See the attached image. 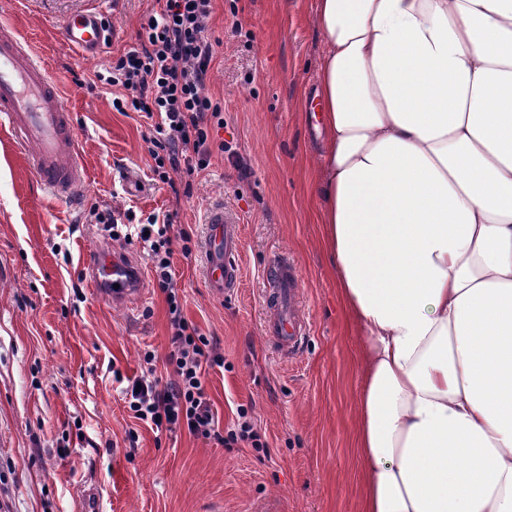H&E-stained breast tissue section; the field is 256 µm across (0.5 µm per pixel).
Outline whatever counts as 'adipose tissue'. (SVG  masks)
Returning a JSON list of instances; mask_svg holds the SVG:
<instances>
[{"label":"adipose tissue","instance_id":"1","mask_svg":"<svg viewBox=\"0 0 512 512\" xmlns=\"http://www.w3.org/2000/svg\"><path fill=\"white\" fill-rule=\"evenodd\" d=\"M314 26L364 512H512V0H316Z\"/></svg>","mask_w":512,"mask_h":512}]
</instances>
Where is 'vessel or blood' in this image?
<instances>
[{
	"label": "vessel or blood",
	"mask_w": 512,
	"mask_h": 512,
	"mask_svg": "<svg viewBox=\"0 0 512 512\" xmlns=\"http://www.w3.org/2000/svg\"><path fill=\"white\" fill-rule=\"evenodd\" d=\"M106 26L99 13L80 11L61 26L63 43L83 57L97 55L105 41ZM0 126L8 128L17 147L30 159L41 186L53 198L76 208L84 198L85 167L81 160L73 113L66 105L59 82L37 58L20 33L0 23ZM206 281L213 295H229L239 281L238 217L223 203L213 204L205 217ZM83 263L94 284L109 301L130 306L144 290L131 259L93 242ZM265 303L270 312L264 332L284 356L295 353L306 334L299 315V275L285 257L274 261L267 276ZM105 485L90 480L77 491L79 512H106Z\"/></svg>",
	"instance_id": "1"
}]
</instances>
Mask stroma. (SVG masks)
Instances as JSON below:
<instances>
[{
  "label": "stroma",
  "mask_w": 512,
  "mask_h": 512,
  "mask_svg": "<svg viewBox=\"0 0 512 512\" xmlns=\"http://www.w3.org/2000/svg\"><path fill=\"white\" fill-rule=\"evenodd\" d=\"M153 0H0V22L16 27L59 80L75 115L87 173L77 209L46 195L0 129V512H77L73 491L109 477L108 512H362L353 450L363 377V336L344 312L336 271L320 242L318 197L308 189L317 160L310 98L322 51L315 0H216L208 34L217 39L207 94L224 107L221 138L241 161L213 159L190 196L174 199L151 183L145 123L112 107L113 89L95 74L136 46ZM83 8L104 12L116 34L99 57L80 59L60 38L63 19ZM240 21L251 41L231 33ZM143 188L130 193L126 171ZM239 218V286L213 296L203 257L174 253L186 319L217 340L223 367L205 390L221 425L250 408L268 454L226 448L188 431L155 433L125 407L120 370L141 374L145 351L168 352L167 305L138 246L145 298L125 307L87 282L81 251L99 230L91 210L145 217L173 208L204 237L215 202ZM287 254L301 275L308 330L285 358L264 334L265 272ZM137 428L139 441L126 433Z\"/></svg>",
  "instance_id": "stroma-1"
}]
</instances>
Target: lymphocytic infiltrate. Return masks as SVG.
Returning <instances> with one entry per match:
<instances>
[{
  "label": "lymphocytic infiltrate",
  "mask_w": 512,
  "mask_h": 512,
  "mask_svg": "<svg viewBox=\"0 0 512 512\" xmlns=\"http://www.w3.org/2000/svg\"><path fill=\"white\" fill-rule=\"evenodd\" d=\"M156 10L140 21L139 44L120 54L98 80L120 87L122 97L113 99L116 110L131 108L149 120V155L155 182L172 184L181 174L185 186L206 170L213 155L229 149L218 133L224 126L219 103L206 95L205 85L215 60L208 35L214 0H155ZM178 212L149 214L138 223L135 234L120 230L111 214L98 213L113 241L138 240L151 263V272L168 307L169 352L165 358L168 382L155 375L154 353L144 355L145 373L122 390L133 417L156 432L187 429L189 434L227 448L249 444L267 452L269 444L254 429L246 408L227 431H220L208 398L204 375L223 367L224 356L215 339L189 323L183 314L178 282L172 269L174 251L192 256L197 242L192 232L177 228Z\"/></svg>",
  "instance_id": "lymphocytic-infiltrate-1"
}]
</instances>
